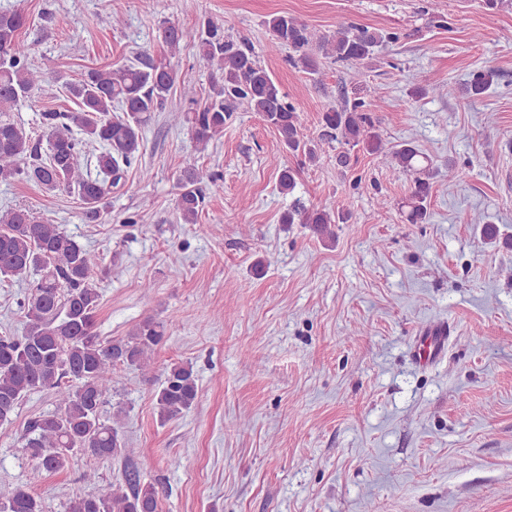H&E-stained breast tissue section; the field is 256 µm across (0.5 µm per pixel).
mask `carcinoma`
Wrapping results in <instances>:
<instances>
[{"mask_svg": "<svg viewBox=\"0 0 512 512\" xmlns=\"http://www.w3.org/2000/svg\"><path fill=\"white\" fill-rule=\"evenodd\" d=\"M28 16L22 11H0V182L21 176L46 190L74 189L87 219L97 221L107 209L112 188L139 158L145 125L155 112L168 111L178 71L165 58L149 53L119 66L92 68L69 85L78 110L40 113V141L10 119L8 112L22 100L31 99L49 80V73L35 67L31 47L22 39ZM267 50H291L288 63L315 74L318 58L357 65L373 58L401 33H383L352 23L340 24L330 33H319L288 14L266 21ZM159 37L170 55L182 48H196L198 59L219 73L208 94L199 100L190 87H183L189 105L174 113L187 127L198 147L224 134V124L243 107L260 114L273 129L282 149L293 156L315 162L325 143L362 147L368 153L395 164L410 178V193L402 206L409 208L407 220L423 223L435 176L432 160L416 147L403 143L388 147L378 132L375 111L363 101H344L322 113L318 139L304 133L296 107L288 94L257 60L255 48L246 38L224 36V24L207 20L197 28L170 20L162 21ZM489 87L487 74L472 75L467 94L478 98ZM95 142L101 152L96 167L105 175H91L84 163L82 145ZM281 194L297 187V171L276 160ZM220 175L196 166L181 171L177 179L175 209L185 224H196L203 210V184H214ZM348 221L336 200L308 208L295 203L281 216L283 224H302L322 240L333 241L335 225ZM98 258L80 245L61 225L51 224L25 207L0 211V277L31 278L30 293L21 303L25 323L21 334L0 336V425L13 420L16 409L29 394L50 390L56 408L30 422L24 430L23 448L49 474L65 470L76 453L105 460L133 449L121 438L120 415L103 414L112 390V370L125 366L150 376L151 357L162 343L165 326L145 319L119 340L102 342L96 332L101 293L94 277ZM198 400L193 367L173 363L162 373L154 390L157 414L162 422L180 419ZM158 491L143 485L134 473L125 482L106 491L80 496L65 512H158ZM0 512H45L41 498L22 485L0 488Z\"/></svg>", "mask_w": 512, "mask_h": 512, "instance_id": "1", "label": "carcinoma"}]
</instances>
